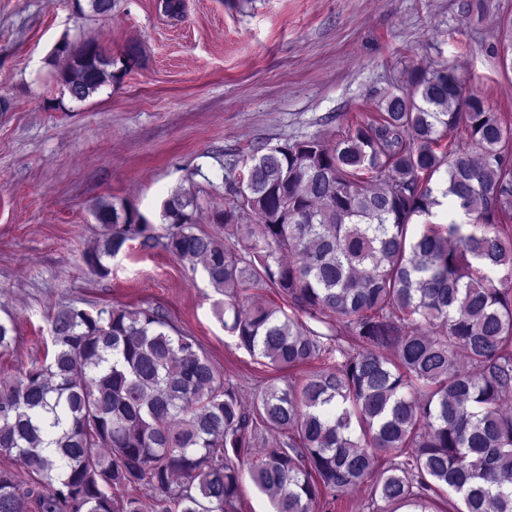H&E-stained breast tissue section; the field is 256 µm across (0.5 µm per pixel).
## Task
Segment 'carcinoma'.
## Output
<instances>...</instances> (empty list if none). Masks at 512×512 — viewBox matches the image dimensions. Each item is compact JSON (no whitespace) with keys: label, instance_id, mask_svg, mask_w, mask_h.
<instances>
[{"label":"carcinoma","instance_id":"carcinoma-1","mask_svg":"<svg viewBox=\"0 0 512 512\" xmlns=\"http://www.w3.org/2000/svg\"><path fill=\"white\" fill-rule=\"evenodd\" d=\"M106 17L112 0H75ZM62 92L84 102L122 68L95 41H60ZM380 119L333 144L285 141L224 178V240L195 231L197 197L164 202V240L136 208L99 201L103 230L83 254L94 275L127 241L159 244L227 297L216 315L263 365H310L241 404L197 339L156 309L61 306L53 356L0 382V512H228L239 469L273 512H316L370 487L371 501L429 512H512V124L455 69H415ZM466 140L440 150L450 127ZM448 200L463 215L410 232ZM273 288L298 316L273 306ZM265 428L281 436L253 456Z\"/></svg>","mask_w":512,"mask_h":512}]
</instances>
